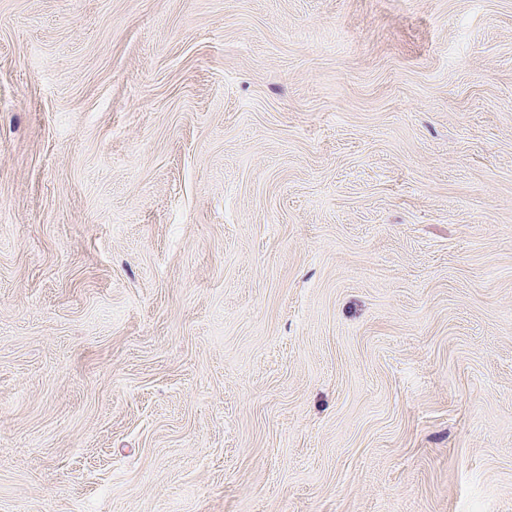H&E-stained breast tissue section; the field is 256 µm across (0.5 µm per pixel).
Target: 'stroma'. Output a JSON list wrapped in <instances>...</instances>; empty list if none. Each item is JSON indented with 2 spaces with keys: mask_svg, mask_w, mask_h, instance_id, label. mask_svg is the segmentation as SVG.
Wrapping results in <instances>:
<instances>
[{
  "mask_svg": "<svg viewBox=\"0 0 512 512\" xmlns=\"http://www.w3.org/2000/svg\"><path fill=\"white\" fill-rule=\"evenodd\" d=\"M0 512H512V0H0Z\"/></svg>",
  "mask_w": 512,
  "mask_h": 512,
  "instance_id": "35a3bbf8",
  "label": "stroma"
}]
</instances>
